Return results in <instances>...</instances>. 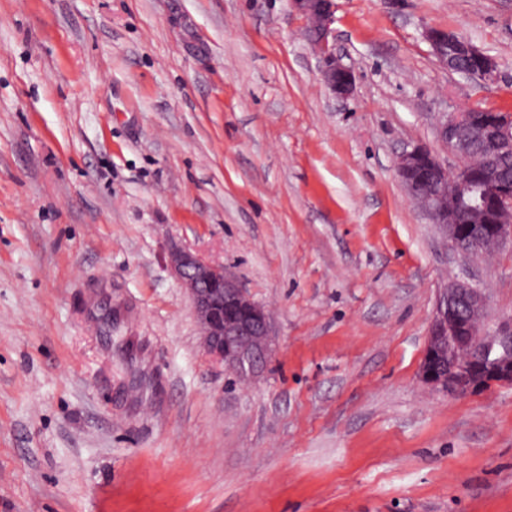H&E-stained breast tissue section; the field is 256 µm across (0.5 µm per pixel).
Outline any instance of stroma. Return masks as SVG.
Wrapping results in <instances>:
<instances>
[{
  "instance_id": "stroma-1",
  "label": "stroma",
  "mask_w": 512,
  "mask_h": 512,
  "mask_svg": "<svg viewBox=\"0 0 512 512\" xmlns=\"http://www.w3.org/2000/svg\"><path fill=\"white\" fill-rule=\"evenodd\" d=\"M469 38L492 82L422 37ZM353 94L288 0H0V512H512V386L419 378L461 272L398 154L512 113V0H336ZM273 317L251 382L201 345L172 248ZM423 37L429 44L432 55L448 72L486 81L493 80L497 73L494 60L470 40L454 32L428 27ZM465 62L476 63L477 68L466 69Z\"/></svg>"
}]
</instances>
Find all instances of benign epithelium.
<instances>
[{"label": "benign epithelium", "instance_id": "obj_1", "mask_svg": "<svg viewBox=\"0 0 512 512\" xmlns=\"http://www.w3.org/2000/svg\"><path fill=\"white\" fill-rule=\"evenodd\" d=\"M293 12L306 22L308 39L318 58L321 81L338 99L352 95L355 74L342 62L331 41L335 0H289ZM423 37L438 63L451 73L490 81L495 78L494 60L470 40L448 30L428 27ZM473 62L474 69L464 68ZM481 108L450 112L437 124L438 140L460 162L448 167L423 145H408L398 156L396 170L407 195L437 225L451 246L462 234L460 210L467 211L471 225H484L487 233L471 240V251L486 253L512 243V186L491 181L468 206L462 196L470 190L473 164L462 142L477 122ZM496 123L503 149L512 151V115ZM169 266L191 300V311L208 355L227 367L235 366L256 377L274 352L275 336L270 318L260 304L241 288L224 265L211 262L185 248L169 253ZM488 296L484 289L462 276L440 294L430 323L426 365L420 377L431 389L450 395H472L493 386H512V316L488 320ZM493 342L507 355L491 364L462 357L460 349L476 350Z\"/></svg>", "mask_w": 512, "mask_h": 512}]
</instances>
